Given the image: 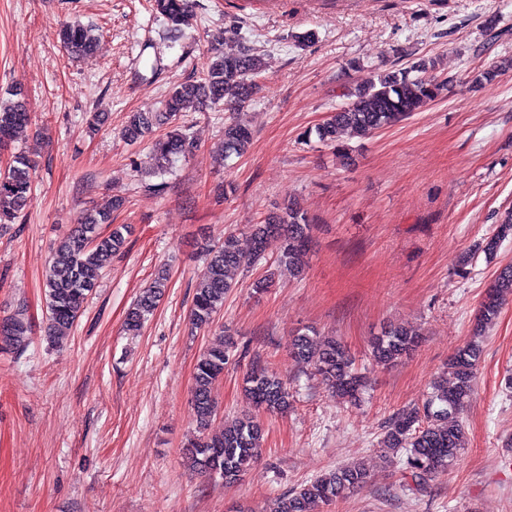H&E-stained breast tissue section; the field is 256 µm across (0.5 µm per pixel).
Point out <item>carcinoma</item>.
<instances>
[{
    "instance_id": "obj_1",
    "label": "carcinoma",
    "mask_w": 512,
    "mask_h": 512,
    "mask_svg": "<svg viewBox=\"0 0 512 512\" xmlns=\"http://www.w3.org/2000/svg\"><path fill=\"white\" fill-rule=\"evenodd\" d=\"M192 0H154V9L167 22L171 32L180 34L189 25ZM62 47L73 57L92 53L98 41L93 29L80 24L63 26L58 32ZM230 49L213 48L200 75L175 85L168 93L163 112H135L129 116L122 136L135 144L143 141L160 125L168 126L165 139L158 143L162 157L170 162L191 153L194 141L179 125L181 113L221 105L232 115L224 124V158L240 157L252 140V131L235 115L244 111L258 90L263 71L261 55L242 47L234 37L224 38ZM437 61L422 59L412 66L379 74L360 81L351 101L336 107L328 120L316 127L320 142L332 145L341 154L346 147L337 143L340 133L371 137L403 121L434 101L445 83L433 74ZM32 118L23 100L0 106V149L10 147L18 135L28 129ZM35 165L28 155L17 152L0 171V232L8 229L28 206L32 197ZM126 200L115 196L104 207L87 210L69 233L55 245L44 275L48 317L46 336L54 340L65 335L84 312V305L112 264V258L126 246V224L112 223V213L123 208ZM312 220L299 203L290 200L270 213L261 223L250 225L252 247L245 252L235 235L224 237L220 245L203 244L204 268L198 276L190 310V321L198 329L211 327L224 307L225 297L235 288L234 273L247 269L265 256L270 239L280 242L278 266L294 275L303 274L311 239ZM512 236V211L505 213L494 233L478 244L476 252L492 260L503 240ZM170 284L168 269L159 268L150 284L142 290L127 314L125 330L140 334L145 322L157 309ZM512 295V264L498 268L495 279L480 304V315L472 333L474 340L458 348L448 361V377L433 383L422 404L396 417L387 426L383 445L397 453L405 451L403 467L414 485L448 469L464 448V430L458 417L473 391L475 373L482 348L476 338L498 317L507 297ZM0 341L25 347L29 326L22 310L0 323ZM236 342L225 334L221 344L207 349L198 360L192 387V404L199 432L189 441L183 454L199 474L219 476L226 485L236 483L242 473L260 456L263 429L254 416H245L229 424L218 434L207 433L217 412L214 387L224 377ZM418 345V334L402 325L384 328L372 338L371 355L381 365L397 361ZM293 362L311 369L343 399H354L363 387V378L345 346L333 336L320 340L299 333L290 341ZM243 390L257 410L284 413L291 406L287 380L277 371L258 362L243 378ZM368 478L360 462L336 468L299 488L276 497L270 512H323L336 499L360 487Z\"/></svg>"
}]
</instances>
